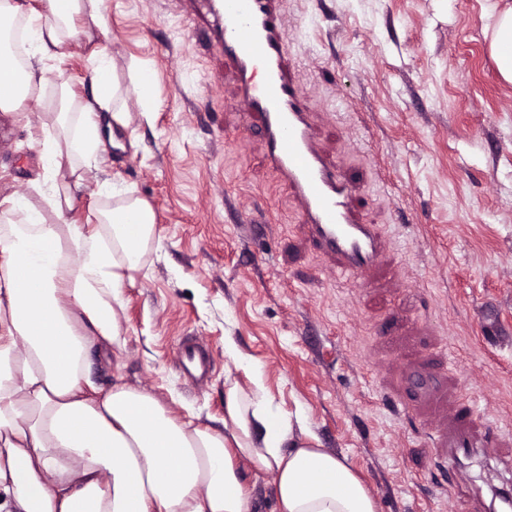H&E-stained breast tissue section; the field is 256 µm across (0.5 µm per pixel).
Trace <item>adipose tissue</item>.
Segmentation results:
<instances>
[{
	"label": "adipose tissue",
	"instance_id": "1",
	"mask_svg": "<svg viewBox=\"0 0 512 512\" xmlns=\"http://www.w3.org/2000/svg\"><path fill=\"white\" fill-rule=\"evenodd\" d=\"M106 0H43L26 15V39L0 24V113L46 81L49 61L69 40L90 42L89 95L80 120L47 114L40 170L30 184L57 217L72 207L126 123L117 63L97 39ZM490 50L512 84V8L492 27ZM26 196L0 197V512H378L347 463L321 447L306 416H283L269 403L254 362L235 343L224 353L250 371V386L224 381V427L170 416L145 389L124 382L100 393L85 366L88 347L120 342L118 311L139 248L154 236L150 205L113 210L115 261L97 232L46 223ZM81 255L72 265L66 247ZM272 476L271 486L261 485Z\"/></svg>",
	"mask_w": 512,
	"mask_h": 512
}]
</instances>
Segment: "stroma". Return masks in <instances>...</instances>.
Instances as JSON below:
<instances>
[{
    "label": "stroma",
    "mask_w": 512,
    "mask_h": 512,
    "mask_svg": "<svg viewBox=\"0 0 512 512\" xmlns=\"http://www.w3.org/2000/svg\"><path fill=\"white\" fill-rule=\"evenodd\" d=\"M490 1L285 0L322 155L386 241L357 283L311 245L196 0H107L120 86L129 63L150 70L154 112L130 105L115 129L122 145L101 169L120 195L80 188L67 217L108 243L105 216L140 198L155 237L124 286L120 345L87 356L95 384L123 380L219 430L230 339L272 407L303 411L379 512H488V493L469 489L485 472L512 489V84L485 36ZM88 53L70 42L51 63L64 83L34 90L22 122L0 115V192L28 193L46 113L78 114L89 91ZM193 339L211 355L198 383L177 358ZM423 367L441 384L413 402L408 378ZM461 394L503 436L466 468L437 445Z\"/></svg>",
    "instance_id": "obj_1"
}]
</instances>
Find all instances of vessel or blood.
<instances>
[{"instance_id": "1", "label": "vessel or blood", "mask_w": 512, "mask_h": 512, "mask_svg": "<svg viewBox=\"0 0 512 512\" xmlns=\"http://www.w3.org/2000/svg\"><path fill=\"white\" fill-rule=\"evenodd\" d=\"M213 15L215 44L238 73L240 104L262 122L267 158L299 204V219L313 245L336 260L343 277L364 282L378 265L384 240L377 227L361 224L351 206L352 187L323 159L310 114L289 65L293 41L283 0H204ZM185 368L206 373L210 355L189 342L179 350ZM475 408L464 398L455 408L456 428L439 437L449 457L493 448L499 438L474 425Z\"/></svg>"}]
</instances>
